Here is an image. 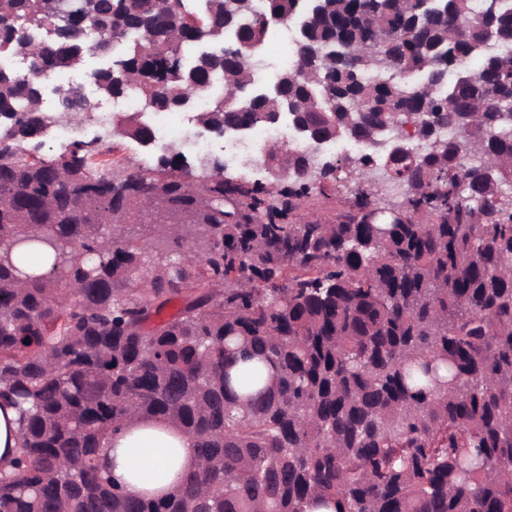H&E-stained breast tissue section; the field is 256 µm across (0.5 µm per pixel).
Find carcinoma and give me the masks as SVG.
<instances>
[{
  "label": "carcinoma",
  "instance_id": "1",
  "mask_svg": "<svg viewBox=\"0 0 512 512\" xmlns=\"http://www.w3.org/2000/svg\"><path fill=\"white\" fill-rule=\"evenodd\" d=\"M282 19L300 24L294 63L248 95ZM46 25L47 46L31 36ZM129 34L142 42L112 52ZM490 44L512 47L502 0L477 13L471 0H208L202 14L187 0H0V47L31 60L23 76L0 70V398L20 424L0 512H512V52ZM476 55L481 69L439 92ZM88 57L103 59L88 72L100 94L137 87L156 112L225 74L199 114L215 136L276 112L310 143L384 129L393 148L351 160L334 224L283 222L333 174L302 152L286 183L175 147L108 170L83 139L28 156L48 122L42 87ZM423 70V85L402 79ZM57 102L87 119L78 88L60 84ZM122 134L152 141L137 113ZM377 162L402 192L390 221L368 223ZM138 204L178 221L142 237L126 224ZM38 261L51 271L25 270ZM135 418L197 449L160 499L123 493L99 465Z\"/></svg>",
  "mask_w": 512,
  "mask_h": 512
}]
</instances>
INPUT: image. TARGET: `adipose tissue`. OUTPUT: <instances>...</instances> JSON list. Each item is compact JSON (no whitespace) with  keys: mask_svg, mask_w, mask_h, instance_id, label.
<instances>
[{"mask_svg":"<svg viewBox=\"0 0 512 512\" xmlns=\"http://www.w3.org/2000/svg\"><path fill=\"white\" fill-rule=\"evenodd\" d=\"M113 481L135 496L167 493L177 475L198 462L191 439L170 426L136 420L112 438L107 451Z\"/></svg>","mask_w":512,"mask_h":512,"instance_id":"obj_1","label":"adipose tissue"}]
</instances>
